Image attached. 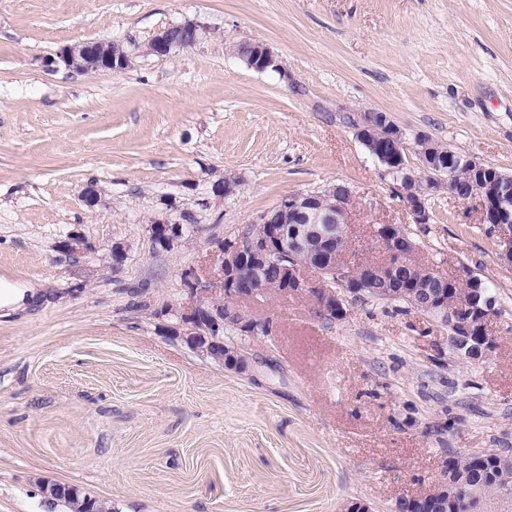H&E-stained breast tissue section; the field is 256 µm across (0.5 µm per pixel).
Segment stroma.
Here are the masks:
<instances>
[{"label":"stroma","instance_id":"35a3bbf8","mask_svg":"<svg viewBox=\"0 0 512 512\" xmlns=\"http://www.w3.org/2000/svg\"><path fill=\"white\" fill-rule=\"evenodd\" d=\"M186 20L195 45L148 53ZM91 39L128 67L53 64ZM244 42L281 71L248 68ZM364 110L512 174V0H0V274L39 289L0 312V512H63L44 483L112 512H391L444 454L512 457V265L478 201L444 192L414 222L346 121ZM335 183L352 191L349 259L381 261L371 225L400 224L417 262L492 288L482 361L371 298L335 320L309 295L241 304L271 327L245 337L242 374L173 335L185 272L283 196ZM185 215L193 232L156 249L152 219ZM72 234L84 252L63 248Z\"/></svg>","mask_w":512,"mask_h":512}]
</instances>
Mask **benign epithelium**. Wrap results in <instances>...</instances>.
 I'll use <instances>...</instances> for the list:
<instances>
[{"label": "benign epithelium", "mask_w": 512, "mask_h": 512, "mask_svg": "<svg viewBox=\"0 0 512 512\" xmlns=\"http://www.w3.org/2000/svg\"><path fill=\"white\" fill-rule=\"evenodd\" d=\"M197 34V25L191 21L168 27L154 36L148 51L167 57L194 44ZM238 56L256 71L280 69L277 57L261 42L242 45ZM57 57L66 67L81 73L116 71L128 65L127 53L121 48L113 51L110 42L103 40L66 46ZM350 127L369 156L381 166L383 175L395 182V190L415 223H428L426 201L444 190L463 202L476 199L481 207V223L493 225L498 235L499 258L512 265V174L466 156L464 164L476 171L489 172V177L473 179L466 192L460 194L455 191L451 174L456 161L441 144L428 138L416 139L415 153L421 162L418 173L408 161L406 133L383 120L378 112L354 113ZM350 202V188L336 183L323 192L286 195L278 204L258 214L254 223L263 226L261 235H254L253 226L249 225L239 238L227 240L219 247L217 276L225 299L202 296L205 288L202 275L194 271L185 274L183 286L195 301L180 312L182 330L174 331V335L181 337L198 355L243 373L250 365L248 353L224 345L221 338L224 326H236L249 336H257L268 333L269 324L244 319L237 309L238 302L271 294L281 297L311 294L324 314L341 318L346 314L343 299L347 296L360 298L373 288L389 289L390 297L398 295L396 289L405 287L399 272L413 266L418 245L399 224L372 225L370 239L378 244L386 259L366 266L367 277H360L358 264L347 261L345 253H337L343 243L353 241V225L348 221ZM150 231L154 245L169 250L185 236L188 227L156 219L150 224ZM308 270L336 285L342 294L314 288L306 274ZM423 270L427 284L421 286L415 299L416 310L448 326L450 337L464 358L471 361L485 358L494 347L486 325L496 313V298L483 291L482 280L468 270L456 277L429 266ZM446 288L466 296V302L444 300ZM41 489L53 500L62 495L71 497L80 512H85L86 504L79 497L78 487L44 483Z\"/></svg>", "instance_id": "7a95c632"}]
</instances>
